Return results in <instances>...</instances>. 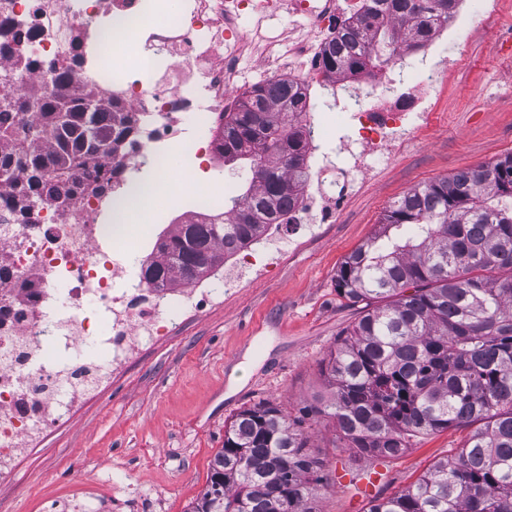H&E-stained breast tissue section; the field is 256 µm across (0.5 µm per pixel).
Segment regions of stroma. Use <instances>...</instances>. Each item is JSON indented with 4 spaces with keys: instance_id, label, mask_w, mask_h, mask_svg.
Segmentation results:
<instances>
[{
    "instance_id": "stroma-1",
    "label": "stroma",
    "mask_w": 512,
    "mask_h": 512,
    "mask_svg": "<svg viewBox=\"0 0 512 512\" xmlns=\"http://www.w3.org/2000/svg\"><path fill=\"white\" fill-rule=\"evenodd\" d=\"M494 2L495 20L486 25L480 0H463L474 18L459 40L409 56L421 67L459 57L430 103L427 130L393 158L375 160L356 181L342 164L329 168L327 189L346 194L337 222L281 226L288 247L268 273L211 276L218 295L201 313L176 317L167 335L140 343L129 362L26 449L13 481L0 485V512H84L76 498L81 490L99 494L105 512H189L234 415L270 401L295 416L327 398L321 362L362 314L361 305L336 290L343 259L375 236L390 202L410 188L512 154V56L497 50L499 38L512 32V0ZM263 28L256 16L239 21L243 80L263 77ZM309 109L324 126L312 157L336 154L344 114L317 86ZM168 160L172 178L188 177L191 186L158 201L151 223L131 225L132 236L150 246L200 203L222 197L225 185L240 186L250 176L215 158L192 164L172 153ZM309 434L326 462L320 512H366L371 500L453 455L465 436L453 428L438 431L374 465L347 447L333 424Z\"/></svg>"
}]
</instances>
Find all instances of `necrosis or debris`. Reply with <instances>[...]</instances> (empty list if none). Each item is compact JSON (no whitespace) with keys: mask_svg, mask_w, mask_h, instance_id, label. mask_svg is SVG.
Returning <instances> with one entry per match:
<instances>
[{"mask_svg":"<svg viewBox=\"0 0 512 512\" xmlns=\"http://www.w3.org/2000/svg\"><path fill=\"white\" fill-rule=\"evenodd\" d=\"M361 0H187L182 12L156 23V0H0V21L26 23L14 52L0 57L11 67L14 90L52 83L75 55L84 61L71 76L97 96L119 102L137 122L112 163V184L99 196L71 202L72 221L57 219L53 202L37 204L30 223L18 224L0 198V484L12 480V463L49 420L71 412L98 376L123 365L139 340L165 335L171 318L199 312L212 300L207 283L151 288L128 262L137 242L124 234L106 238L99 226L108 196H121L142 159L186 150L191 160L209 157L239 83L237 28L242 14L262 18L280 11L308 19L311 33L291 53H266L267 74L288 75L302 86L327 83L319 51L337 14L356 13ZM109 13L132 19L112 43L155 49L167 64L142 73L113 58L111 70L87 62L99 40L95 19ZM31 61L16 65L15 53ZM447 77V65L411 67L392 80L363 81V98L349 107L353 130L343 142L345 171L357 177L379 157H391L426 123L423 102ZM202 115L190 128L186 113ZM342 194L302 191L282 216L285 224L335 223Z\"/></svg>","mask_w":512,"mask_h":512,"instance_id":"obj_1","label":"necrosis or debris"}]
</instances>
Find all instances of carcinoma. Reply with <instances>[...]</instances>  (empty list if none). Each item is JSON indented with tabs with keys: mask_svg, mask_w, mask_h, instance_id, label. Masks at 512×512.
<instances>
[{
	"mask_svg": "<svg viewBox=\"0 0 512 512\" xmlns=\"http://www.w3.org/2000/svg\"><path fill=\"white\" fill-rule=\"evenodd\" d=\"M460 0H364L319 57L325 73L353 79L392 62L395 46L424 48ZM0 70V189L14 190L16 223L35 202L65 204L100 190L115 148L135 133L123 108L71 86L9 89ZM307 90L276 79L242 94L224 113L216 146L224 165L254 171L224 203V222L190 215L161 236L143 279L176 288L206 276L254 243L308 182V139L289 126ZM370 242L336 275L340 295L364 303L324 360L329 398L291 417L273 402L237 413L224 428L207 488L191 512H318L324 461L305 419L333 423L375 462L456 428L458 452L415 482L371 501L367 512H512V155L416 186L393 201Z\"/></svg>",
	"mask_w": 512,
	"mask_h": 512,
	"instance_id": "cac0c4a2",
	"label": "carcinoma"
}]
</instances>
